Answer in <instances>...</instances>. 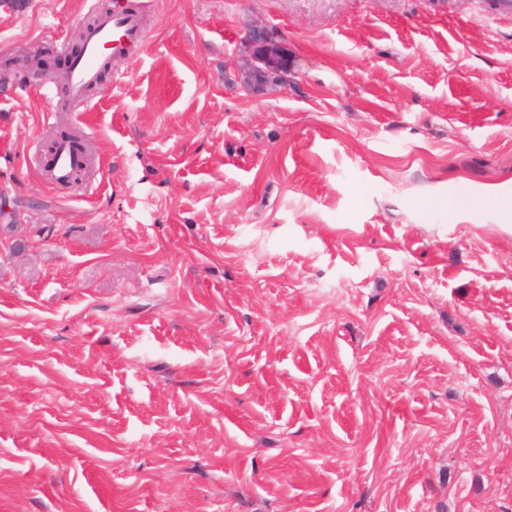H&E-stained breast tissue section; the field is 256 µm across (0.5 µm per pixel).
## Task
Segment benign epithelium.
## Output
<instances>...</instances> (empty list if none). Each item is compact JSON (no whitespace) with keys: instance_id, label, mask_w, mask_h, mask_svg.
Here are the masks:
<instances>
[{"instance_id":"7a95c632","label":"benign epithelium","mask_w":512,"mask_h":512,"mask_svg":"<svg viewBox=\"0 0 512 512\" xmlns=\"http://www.w3.org/2000/svg\"><path fill=\"white\" fill-rule=\"evenodd\" d=\"M246 41L251 55L242 67L243 88L251 93L267 85L287 88L299 69L296 57L265 28L251 29Z\"/></svg>"}]
</instances>
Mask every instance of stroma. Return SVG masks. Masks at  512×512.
<instances>
[{
  "label": "stroma",
  "mask_w": 512,
  "mask_h": 512,
  "mask_svg": "<svg viewBox=\"0 0 512 512\" xmlns=\"http://www.w3.org/2000/svg\"><path fill=\"white\" fill-rule=\"evenodd\" d=\"M0 6V512H512V15L494 0ZM262 25L300 60L246 94ZM94 140L92 189L31 160ZM144 39L140 11L115 0L112 13L102 17L85 33L83 51L73 59L67 75L69 94L67 98H59L56 106L61 108L82 102L86 92L99 82L103 64L108 58L107 52L112 53V62L115 63L127 57L131 49ZM429 207L447 211L449 218L477 216L485 213L488 209H492L499 220H510L512 222L511 193L460 191L448 195V197L434 200L429 204Z\"/></svg>",
  "instance_id": "1"
}]
</instances>
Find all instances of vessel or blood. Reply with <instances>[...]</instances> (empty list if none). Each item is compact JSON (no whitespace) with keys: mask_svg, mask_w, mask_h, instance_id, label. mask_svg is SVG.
<instances>
[{"mask_svg":"<svg viewBox=\"0 0 512 512\" xmlns=\"http://www.w3.org/2000/svg\"><path fill=\"white\" fill-rule=\"evenodd\" d=\"M144 39L140 12L132 10L123 0H116L112 12L86 32L83 51L73 59L67 75L69 94L57 100V107L83 101L86 92L97 85L106 59L118 61L127 57ZM90 162L87 150L78 149L67 140L58 141L47 166L49 180L54 184L72 182L74 172Z\"/></svg>","mask_w":512,"mask_h":512,"instance_id":"1","label":"vessel or blood"}]
</instances>
